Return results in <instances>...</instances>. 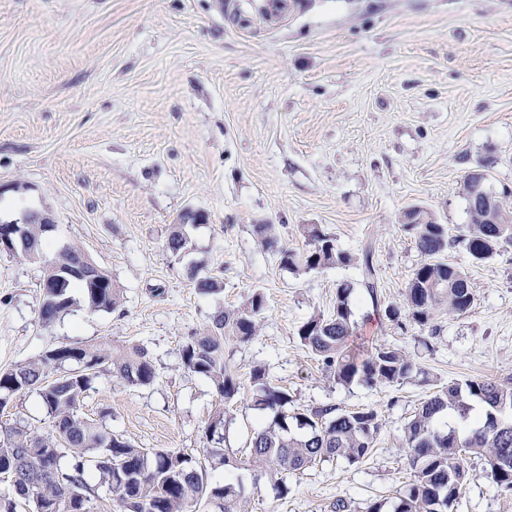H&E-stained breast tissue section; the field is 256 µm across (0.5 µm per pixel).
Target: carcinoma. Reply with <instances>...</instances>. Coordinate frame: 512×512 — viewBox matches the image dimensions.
I'll list each match as a JSON object with an SVG mask.
<instances>
[{
    "instance_id": "carcinoma-1",
    "label": "carcinoma",
    "mask_w": 512,
    "mask_h": 512,
    "mask_svg": "<svg viewBox=\"0 0 512 512\" xmlns=\"http://www.w3.org/2000/svg\"><path fill=\"white\" fill-rule=\"evenodd\" d=\"M469 223L463 234L451 239L448 229L433 213L414 207L404 213L403 231L414 237L423 263L416 268L405 291L403 308L389 305L386 316L397 321L406 313L421 327L430 324L435 312L448 310L463 314L474 297L466 274L439 260L448 247L458 243L470 256L485 261L504 245H512V212L504 197L486 186L485 174L469 175L464 182ZM27 248L3 252L23 259H43L47 224L29 219L24 225ZM261 243L272 250L279 265L289 270L307 271L357 264L362 286L376 291V269L371 252L360 257L337 247L336 240L318 224L304 225L309 249L299 252L283 245L273 224H257ZM184 225L174 224L165 242L166 251L178 256L186 244ZM90 264L78 248L69 246L45 262L43 281L62 280L58 288L43 289L42 322L52 323L74 304L71 291L81 290L84 302L93 311L110 312L122 301V293L110 274L97 267L95 277L65 275L62 267L74 269ZM191 278L204 293L222 290V282L191 271ZM354 286L337 287L332 315L313 316L298 329L300 343L318 357L336 381L377 388L401 384L421 373L413 359L401 349L379 344L364 353L352 348L355 325L350 296ZM266 309L264 294L255 291L241 306L214 317L212 324L190 337L182 346L184 368L209 380L220 403L206 428L210 447L205 449L208 464L171 448H138L79 413L81 398L100 371L128 386H148L156 377L149 351L139 344L110 346L65 344L38 358L0 372V409L22 390L37 389L41 403L55 423L56 439L43 438L30 429L14 428L0 438V473L12 472L16 497L33 504L32 512H72L68 501H77L80 512H93L96 487L86 475L85 456L98 452L95 469L124 512H194L204 504L208 512H239L241 489L233 483L209 478L208 467L228 463L224 442V403L233 399L240 382L225 358L226 345L247 343L256 336ZM56 374L49 379L50 374ZM252 406L272 413L271 419L254 433L250 457L258 475L275 478L280 497L288 495V485L279 475L300 472L321 460L344 459L355 462L373 447L380 423L368 408L336 412L331 405L290 415L286 411L288 393L268 381L266 368L250 371ZM404 445L415 473L409 488L393 505V512H449L467 476L464 455L485 457L486 473L498 485L512 489V383L467 380L444 387L421 403L404 427ZM71 456L69 465L61 459Z\"/></svg>"
}]
</instances>
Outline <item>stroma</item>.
<instances>
[{"mask_svg":"<svg viewBox=\"0 0 512 512\" xmlns=\"http://www.w3.org/2000/svg\"><path fill=\"white\" fill-rule=\"evenodd\" d=\"M485 171L512 190V0H0V217L46 213L49 250L78 246L122 288L120 307L71 311L43 325L42 261L0 253V371L68 343L144 345L147 387L100 372L81 414L140 448L202 457L218 397L181 363L189 336L261 290L256 336L227 347L240 382L227 405L224 450L238 465L210 477L243 487V512H348L392 502L414 480L403 428L420 402L469 379H512V247L474 263L463 247L444 262L464 271L474 303L429 326L384 315L402 305L422 263L403 212H434L449 236L468 222L464 179ZM180 256L165 249L185 214ZM273 224L305 250L321 225L353 255L371 251L376 296L357 265L279 266L254 227ZM223 288L201 293L191 268ZM353 284L355 343L401 348L428 382L368 388L334 380L299 341L311 316L331 315L337 285ZM265 366L289 413L332 405L374 409L366 457L320 461L289 475L277 497L245 459L265 415L249 372ZM55 434L36 390L15 395L0 428ZM469 477L449 512H512V490L467 456Z\"/></svg>","mask_w":512,"mask_h":512,"instance_id":"obj_1","label":"stroma"}]
</instances>
